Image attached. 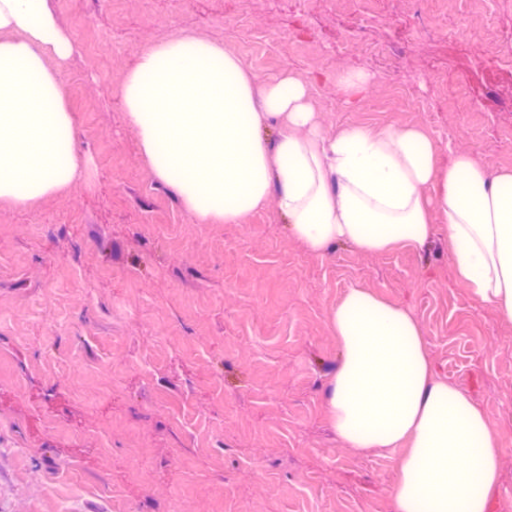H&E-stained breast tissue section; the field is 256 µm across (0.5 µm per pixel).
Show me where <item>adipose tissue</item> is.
Segmentation results:
<instances>
[{"label":"adipose tissue","mask_w":512,"mask_h":512,"mask_svg":"<svg viewBox=\"0 0 512 512\" xmlns=\"http://www.w3.org/2000/svg\"><path fill=\"white\" fill-rule=\"evenodd\" d=\"M74 49L50 0H0V200L45 197L78 174L60 81ZM121 96L153 177L201 223H240L273 196L290 234L320 255L343 243L421 248L442 223L456 277L512 320V170L468 153L436 168L417 127L326 134L307 83L286 71L259 79L194 36L147 46ZM328 320L341 349L329 419L357 452L403 449L395 512H486L484 492L499 480L496 436L463 387L433 375L413 314L352 286Z\"/></svg>","instance_id":"adipose-tissue-1"}]
</instances>
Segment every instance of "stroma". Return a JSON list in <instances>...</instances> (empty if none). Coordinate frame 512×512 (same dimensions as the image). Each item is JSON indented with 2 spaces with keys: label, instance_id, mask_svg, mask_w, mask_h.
<instances>
[{
  "label": "stroma",
  "instance_id": "35a3bbf8",
  "mask_svg": "<svg viewBox=\"0 0 512 512\" xmlns=\"http://www.w3.org/2000/svg\"><path fill=\"white\" fill-rule=\"evenodd\" d=\"M84 159L62 193L0 201V512H392L399 453L339 441L328 315L355 284L409 309L433 374L501 451L487 512H512V322L478 305L437 229L421 249L327 256L275 203L202 224L156 181L126 72L184 32L262 78L311 86L327 131L417 126L438 163L512 169V0H52ZM369 83L350 107L337 73Z\"/></svg>",
  "mask_w": 512,
  "mask_h": 512
}]
</instances>
